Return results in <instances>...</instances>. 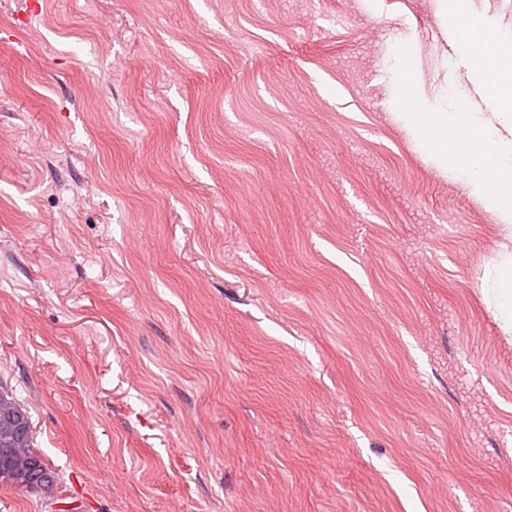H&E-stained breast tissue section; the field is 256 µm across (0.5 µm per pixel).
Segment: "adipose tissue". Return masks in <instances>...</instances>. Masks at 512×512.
Masks as SVG:
<instances>
[{
  "label": "adipose tissue",
  "mask_w": 512,
  "mask_h": 512,
  "mask_svg": "<svg viewBox=\"0 0 512 512\" xmlns=\"http://www.w3.org/2000/svg\"><path fill=\"white\" fill-rule=\"evenodd\" d=\"M469 72L484 85L512 76V42L480 20H472L460 43ZM426 161L446 176L464 175L500 229V262L492 274L499 293L494 308L504 332H512V140L475 112H431L412 102L398 115Z\"/></svg>",
  "instance_id": "1"
}]
</instances>
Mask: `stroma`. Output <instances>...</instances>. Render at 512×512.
Returning a JSON list of instances; mask_svg holds the SVG:
<instances>
[{"instance_id":"1","label":"stroma","mask_w":512,"mask_h":512,"mask_svg":"<svg viewBox=\"0 0 512 512\" xmlns=\"http://www.w3.org/2000/svg\"><path fill=\"white\" fill-rule=\"evenodd\" d=\"M440 0H0V512H512L494 217L411 100L512 129ZM6 410L13 413L19 425L30 422V417L27 412L16 402L13 395L2 386L0 391V469L5 460L9 461L10 458H15V448H23L22 444L18 443L21 436L20 432H16L15 434L4 432L2 421Z\"/></svg>"}]
</instances>
